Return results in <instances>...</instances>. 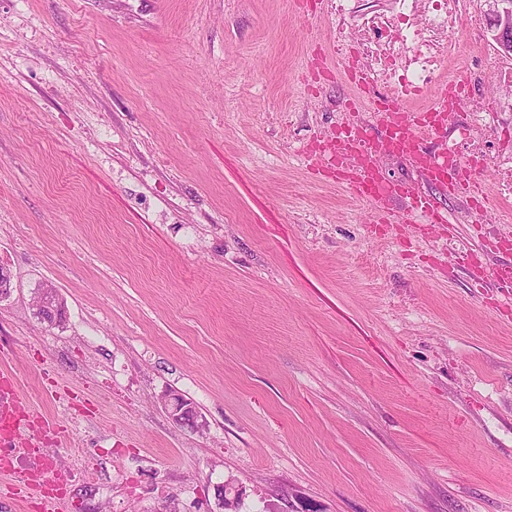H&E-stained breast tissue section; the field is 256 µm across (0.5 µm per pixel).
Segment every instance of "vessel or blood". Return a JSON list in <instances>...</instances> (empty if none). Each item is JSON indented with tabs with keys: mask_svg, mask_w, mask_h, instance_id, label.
Segmentation results:
<instances>
[{
	"mask_svg": "<svg viewBox=\"0 0 512 512\" xmlns=\"http://www.w3.org/2000/svg\"><path fill=\"white\" fill-rule=\"evenodd\" d=\"M459 106L458 95L444 87L434 92L421 109L407 110L400 106L394 107L387 114L384 129L380 134H372L363 128L346 131L343 138L338 139L326 155L315 158L311 166L317 171H335L337 177L345 180L357 195L380 200L392 195L395 187L381 179L378 173L363 174V151L376 140L394 138L404 152L418 157L420 167L430 181L448 195H457L468 185L449 177L447 152L425 149L423 140L426 135L447 126L449 118ZM468 187L478 194L484 191L482 183L478 181ZM424 218L433 224H443L447 221L446 216L436 208L431 198L419 197L407 211L404 221L408 224H417Z\"/></svg>",
	"mask_w": 512,
	"mask_h": 512,
	"instance_id": "b4317fda",
	"label": "vessel or blood"
}]
</instances>
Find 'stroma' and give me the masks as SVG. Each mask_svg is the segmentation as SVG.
Wrapping results in <instances>:
<instances>
[{"mask_svg":"<svg viewBox=\"0 0 512 512\" xmlns=\"http://www.w3.org/2000/svg\"><path fill=\"white\" fill-rule=\"evenodd\" d=\"M325 12L0 0L1 360L95 463L85 512H214L224 482L246 512H512V198L479 211L391 157L378 224L313 175L338 114L380 125ZM510 130L456 149L510 155ZM416 194L448 224L399 223Z\"/></svg>","mask_w":512,"mask_h":512,"instance_id":"35a3bbf8","label":"stroma"}]
</instances>
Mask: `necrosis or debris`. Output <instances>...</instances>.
Masks as SVG:
<instances>
[{
  "instance_id": "1",
  "label": "necrosis or debris",
  "mask_w": 512,
  "mask_h": 512,
  "mask_svg": "<svg viewBox=\"0 0 512 512\" xmlns=\"http://www.w3.org/2000/svg\"><path fill=\"white\" fill-rule=\"evenodd\" d=\"M326 11L334 23L338 59L355 55L368 83L394 101L420 99L450 76L462 83L465 106L449 122V133H466L481 123L484 113L502 110L501 98L476 93L482 80L479 71L451 69L453 36L464 32L477 38L487 26L484 15L467 10L466 0H381L369 14L360 13L356 0H326ZM488 164L498 171V194L512 195V160L502 161L479 142L466 155L448 152L449 167L461 176ZM55 440L50 431L38 435L29 448L0 447V470L9 469L32 491L36 512H48L76 479H83L89 491L99 489L81 449H73L69 466L58 464L47 452V444Z\"/></svg>"
}]
</instances>
